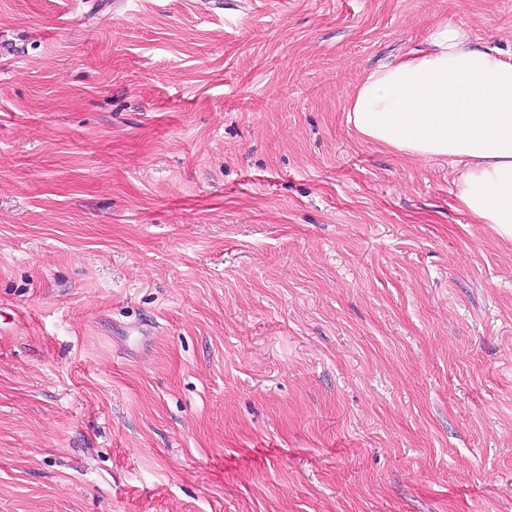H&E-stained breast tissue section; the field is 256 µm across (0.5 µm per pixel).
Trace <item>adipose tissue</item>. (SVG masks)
Masks as SVG:
<instances>
[{"mask_svg":"<svg viewBox=\"0 0 512 512\" xmlns=\"http://www.w3.org/2000/svg\"><path fill=\"white\" fill-rule=\"evenodd\" d=\"M346 120L397 154L452 160L459 209L512 240V58L474 45L465 23L434 21L419 52L370 71Z\"/></svg>","mask_w":512,"mask_h":512,"instance_id":"obj_1","label":"adipose tissue"}]
</instances>
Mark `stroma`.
Returning <instances> with one entry per match:
<instances>
[{
    "label": "stroma",
    "mask_w": 512,
    "mask_h": 512,
    "mask_svg": "<svg viewBox=\"0 0 512 512\" xmlns=\"http://www.w3.org/2000/svg\"><path fill=\"white\" fill-rule=\"evenodd\" d=\"M512 0H0V512H512V242L349 93Z\"/></svg>",
    "instance_id": "35a3bbf8"
}]
</instances>
